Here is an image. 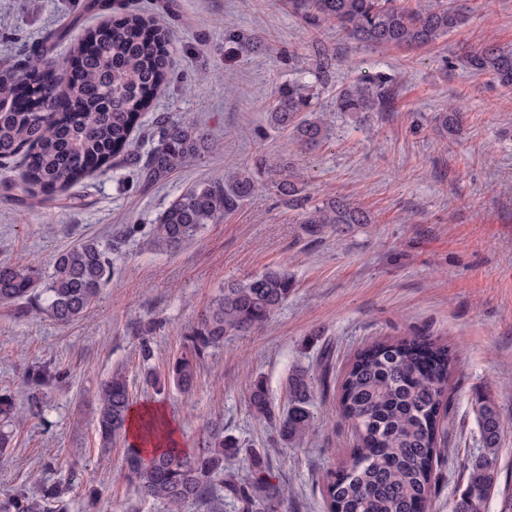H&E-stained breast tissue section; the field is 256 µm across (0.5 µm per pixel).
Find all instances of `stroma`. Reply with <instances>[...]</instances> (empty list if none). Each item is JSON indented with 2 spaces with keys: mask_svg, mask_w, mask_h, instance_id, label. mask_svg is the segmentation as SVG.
<instances>
[{
  "mask_svg": "<svg viewBox=\"0 0 512 512\" xmlns=\"http://www.w3.org/2000/svg\"><path fill=\"white\" fill-rule=\"evenodd\" d=\"M87 0H0V60L16 58L47 32L72 36L96 24ZM166 15L173 68L142 118L128 157L74 188L83 203L46 208L24 202L22 163H0V262L51 272L54 256L85 238L109 246L114 275L79 321L61 327L0 307V389L23 369L66 371L51 386L43 417H19L0 461V498L35 495L42 483L85 468L105 495L97 512H158L141 501L123 467V446L102 453L93 394L122 369L134 404L158 403L194 447L207 422L263 453L273 483L288 491V512H327L322 484L355 446L338 413L339 386L353 354L378 340L419 333L448 343L458 364L448 386L445 434L427 512H453L467 468L482 452L473 401L498 406L503 433L498 485L485 512L512 495V91L464 69L461 56L487 42L512 48V0H455L469 23L414 50L359 47L332 23L307 27L288 0H131ZM384 74L390 107L340 112L337 92ZM312 85L314 106L331 127L312 149L295 147L268 112L279 86ZM454 112L457 133L435 116ZM190 124L199 156L157 180L140 169L161 123ZM290 158L317 203L338 195L369 210L374 223L308 235L296 208L267 185L192 242L154 251L148 231L159 212L195 183L228 177L257 158ZM137 226L128 234L129 226ZM286 267L295 288L258 332L209 350L191 391H156L148 374L165 371L185 335L225 281ZM331 349L325 385L315 387V426L300 446L256 421L247 395L262 379L285 407L294 366L317 369Z\"/></svg>",
  "mask_w": 512,
  "mask_h": 512,
  "instance_id": "1",
  "label": "stroma"
}]
</instances>
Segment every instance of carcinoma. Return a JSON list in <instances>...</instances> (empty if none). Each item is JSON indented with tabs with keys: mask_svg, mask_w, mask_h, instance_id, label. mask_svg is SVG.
<instances>
[{
	"mask_svg": "<svg viewBox=\"0 0 512 512\" xmlns=\"http://www.w3.org/2000/svg\"><path fill=\"white\" fill-rule=\"evenodd\" d=\"M290 5L307 26L332 22L349 40L368 47L432 45L468 21L451 0H427L411 9L399 6L398 0H290ZM170 45V32L160 19L132 11L85 29L61 63L49 58L42 45L24 50L18 60L0 62V161L21 158L24 193L30 201L71 206L74 186L127 155L141 116L168 82ZM465 66L512 90V48L488 44L467 54ZM31 71L47 80L34 89V106L21 110L15 101ZM390 99L387 79L372 76L340 91L336 108L381 110ZM268 119L305 149L328 138L311 93L299 84L278 90ZM200 146L201 138L191 126L165 128L144 168L145 178L156 179L183 166ZM263 177L273 191L302 209V223L311 235L327 227L374 223L369 211L345 200L308 204L293 165L264 159L227 181H200L172 201L151 225L152 246L168 252L194 240L206 225L221 222L250 197ZM111 278L106 248L95 238L83 239L56 255L48 275L39 268L0 263V306L67 326L84 316ZM292 291L293 280L283 269L225 284L190 330L166 378L153 376L151 384L159 386L164 380L183 392L191 390L198 362L208 349L224 344L228 336L259 329ZM457 364L447 344L422 334L375 342L356 353L338 402L356 445L349 462L330 473L322 487L328 512H425L436 483L440 419ZM64 376L48 364L28 367L19 387L0 389V416L11 417L20 397L30 416H43V388ZM315 380L310 369L294 367L285 385L288 406L279 411L264 382L256 381L248 397L253 417L272 424L283 443L302 444L313 425ZM96 401L99 445H124V468L142 499L166 512H215L226 498L237 512H287V495L268 480L264 455L224 434L223 422L208 424L191 451L165 447L147 454L129 431L131 399L121 370L100 384ZM474 412L483 454L470 464L454 512H485L487 491L497 485L500 413L490 399L478 401ZM238 460L248 466L249 478L239 475ZM78 485L84 487L86 508L93 512L104 489L76 472L68 487L45 484L37 497L17 493L0 499V512H69L68 494Z\"/></svg>",
	"mask_w": 512,
	"mask_h": 512,
	"instance_id": "carcinoma-1",
	"label": "carcinoma"
}]
</instances>
